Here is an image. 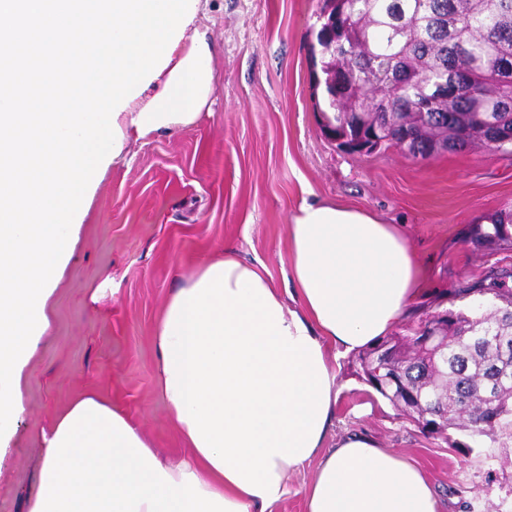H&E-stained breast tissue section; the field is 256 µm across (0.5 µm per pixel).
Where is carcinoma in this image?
<instances>
[{"label": "carcinoma", "instance_id": "1", "mask_svg": "<svg viewBox=\"0 0 512 512\" xmlns=\"http://www.w3.org/2000/svg\"><path fill=\"white\" fill-rule=\"evenodd\" d=\"M323 18L310 47L315 86H324L325 127L352 154L407 141L426 158L497 142L512 156V0H319ZM396 91L383 105L384 92ZM477 247L512 251V210L472 228ZM512 270L493 268L476 289L497 304L469 316L448 309L424 327L448 338V358L435 356L414 331L388 336L356 356L394 349L383 372L396 390L376 389L401 415L420 424L403 400L448 411L434 434L449 428L496 443L512 440Z\"/></svg>", "mask_w": 512, "mask_h": 512}]
</instances>
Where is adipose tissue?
<instances>
[{"mask_svg":"<svg viewBox=\"0 0 512 512\" xmlns=\"http://www.w3.org/2000/svg\"><path fill=\"white\" fill-rule=\"evenodd\" d=\"M197 3L0 0V451L99 175L129 140L194 124L213 93L210 44L188 33ZM288 254L290 299L228 250L159 314L156 383L185 456L162 458L124 412L82 393L43 435L27 512H274L289 473L313 461L306 512H439L404 455L362 434L327 443L332 360L386 336L421 291L403 225L306 202Z\"/></svg>","mask_w":512,"mask_h":512,"instance_id":"obj_1","label":"adipose tissue"}]
</instances>
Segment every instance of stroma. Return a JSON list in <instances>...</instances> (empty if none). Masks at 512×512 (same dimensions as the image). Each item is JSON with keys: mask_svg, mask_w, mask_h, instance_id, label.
I'll list each match as a JSON object with an SVG mask.
<instances>
[{"mask_svg": "<svg viewBox=\"0 0 512 512\" xmlns=\"http://www.w3.org/2000/svg\"><path fill=\"white\" fill-rule=\"evenodd\" d=\"M317 0H201L196 28L213 53L214 93L193 125L131 144L91 196L48 304V328L22 374L19 426L0 452V512H26L40 490L42 434L82 392L110 398L174 458L183 449L156 386V319L205 261L234 250L288 291L287 226L303 202L334 201L404 225L424 292L396 334L426 314L469 309L468 288L512 252L474 246L473 225L512 208V157L474 148L427 159L337 148L324 129L310 45ZM333 436L361 433L413 460L441 512H512V444L469 432L423 433L355 374Z\"/></svg>", "mask_w": 512, "mask_h": 512, "instance_id": "35a3bbf8", "label": "stroma"}]
</instances>
